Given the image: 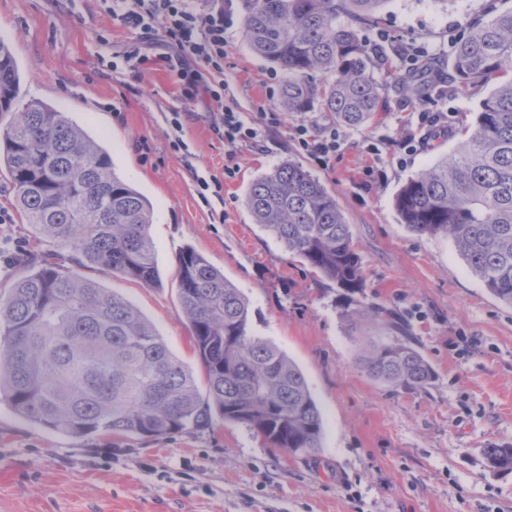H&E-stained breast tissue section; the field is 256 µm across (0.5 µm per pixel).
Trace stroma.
Instances as JSON below:
<instances>
[{"mask_svg":"<svg viewBox=\"0 0 512 512\" xmlns=\"http://www.w3.org/2000/svg\"><path fill=\"white\" fill-rule=\"evenodd\" d=\"M238 10L224 58L229 95L265 129L263 146L230 143L212 130L208 103H189L159 63L131 71L96 63L95 39L115 56L139 44L137 31L97 0H0V39L20 67L22 101L67 113L110 150L115 172L153 205L149 233L160 274L146 287L99 266L85 277L132 302L195 376H205L180 314L178 255L192 247L248 298L251 335L270 340L302 371L321 411L318 453L288 455L241 424L213 414L209 428L163 438L73 437L37 427L0 405V512H512V473L488 468L493 445H512V306L495 298L451 239L419 237L400 224L403 183L455 146L490 85L441 88L426 107L452 136L411 156L400 144L415 108L392 85L388 107L369 127L341 128L335 156L321 164L292 134L324 126L319 113L277 106L283 72L255 55L244 32L251 0ZM491 0H388L363 29L399 67L397 45L447 46ZM183 113L185 147L172 146V113ZM307 168L339 201L362 258L367 304L397 312L432 366L427 389L406 391L358 366L377 323L351 330L335 285L288 255L254 224L244 198L251 181L286 160ZM236 173L226 177L225 167ZM219 177L220 195L202 199L194 174ZM0 297L28 260L75 257L36 237L13 207L0 175Z\"/></svg>","mask_w":512,"mask_h":512,"instance_id":"35a3bbf8","label":"stroma"}]
</instances>
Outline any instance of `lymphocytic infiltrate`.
<instances>
[{"mask_svg": "<svg viewBox=\"0 0 512 512\" xmlns=\"http://www.w3.org/2000/svg\"><path fill=\"white\" fill-rule=\"evenodd\" d=\"M100 7L141 39H151L156 21L164 23L166 52L159 61L173 74L185 99L210 102L212 126L224 139L260 143L263 130L247 113L226 100L225 48L234 24L231 0H215L201 10L197 0H99Z\"/></svg>", "mask_w": 512, "mask_h": 512, "instance_id": "f902f5d3", "label": "lymphocytic infiltrate"}]
</instances>
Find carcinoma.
Listing matches in <instances>:
<instances>
[{"label":"carcinoma","instance_id":"obj_1","mask_svg":"<svg viewBox=\"0 0 512 512\" xmlns=\"http://www.w3.org/2000/svg\"><path fill=\"white\" fill-rule=\"evenodd\" d=\"M388 0H251V50L286 75L278 106L318 112L361 129L387 107L382 80L421 106L438 86L436 64L419 62L383 79V55L358 25L373 24ZM448 78L461 87L494 83L466 139L407 180L396 198L400 222L417 236L452 239L491 294L512 305V8L474 21L448 51ZM317 70L333 74L313 81ZM20 75L0 40V170L14 207L36 234L79 255L60 269L48 256L29 266L0 298V403L29 422L86 437L158 438L210 426L212 410L247 426L271 447L311 455L323 420L297 364L249 333L247 297L190 247L178 256L181 313L189 324L207 394L128 300L81 275L100 266L146 287L159 281L149 234V201L120 179L109 152L63 112L19 102ZM254 223L344 292L343 316L364 318L389 336L371 340L361 368L407 391L426 389L433 372L395 312L362 302L361 258L338 200L302 164L261 174L244 201ZM487 465L512 472V446L485 451Z\"/></svg>","mask_w":512,"mask_h":512}]
</instances>
